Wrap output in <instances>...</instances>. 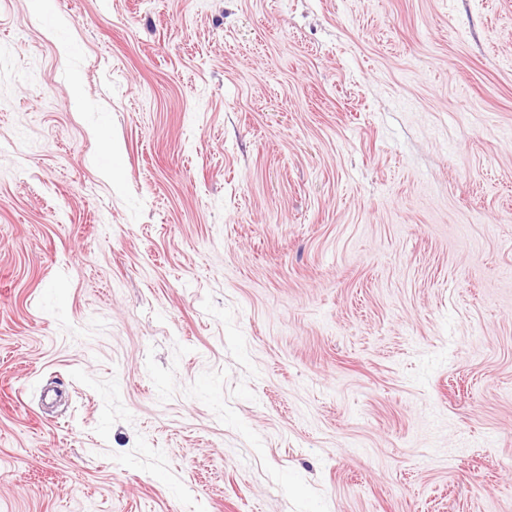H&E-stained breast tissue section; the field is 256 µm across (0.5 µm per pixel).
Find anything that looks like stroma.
I'll return each instance as SVG.
<instances>
[{
    "label": "stroma",
    "mask_w": 512,
    "mask_h": 512,
    "mask_svg": "<svg viewBox=\"0 0 512 512\" xmlns=\"http://www.w3.org/2000/svg\"><path fill=\"white\" fill-rule=\"evenodd\" d=\"M0 512H512V0H0Z\"/></svg>",
    "instance_id": "35a3bbf8"
}]
</instances>
